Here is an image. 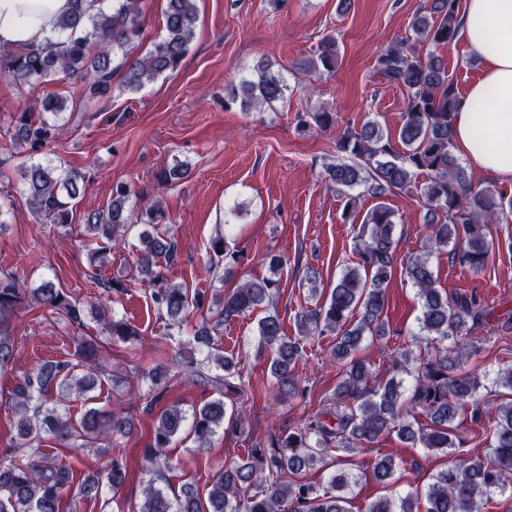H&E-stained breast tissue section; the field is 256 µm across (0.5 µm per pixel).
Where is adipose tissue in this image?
<instances>
[{
    "instance_id": "adipose-tissue-1",
    "label": "adipose tissue",
    "mask_w": 512,
    "mask_h": 512,
    "mask_svg": "<svg viewBox=\"0 0 512 512\" xmlns=\"http://www.w3.org/2000/svg\"><path fill=\"white\" fill-rule=\"evenodd\" d=\"M70 8L71 0H0V50L43 47ZM459 35L484 71L459 98L455 150L473 170L512 181V0H465Z\"/></svg>"
}]
</instances>
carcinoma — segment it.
<instances>
[{
  "label": "carcinoma",
  "instance_id": "1",
  "mask_svg": "<svg viewBox=\"0 0 512 512\" xmlns=\"http://www.w3.org/2000/svg\"><path fill=\"white\" fill-rule=\"evenodd\" d=\"M87 0H73L70 12L60 17L56 37L37 50L0 53V79L21 85L33 80L54 83L75 79L81 83L85 104L112 97L113 76L124 70L121 86L138 91L146 83L177 71L195 37L196 13L193 0H167L165 35L143 56L116 54L138 40L144 26L143 0H115L112 9L90 12ZM459 0H431L427 12L416 14L410 24L413 42L390 47L375 60L374 73L383 81L406 92V107L398 133L383 132L367 121L347 130L336 142L340 159L327 169L328 183L345 198L346 208L355 210L358 200L370 196L380 200L364 216L357 234L356 266L346 268L330 288L323 303L300 309L295 315L298 334L283 332L276 301L280 295V271L287 260L268 257L270 275L253 278L224 295L215 320H201L192 339L202 359L185 357L171 369L167 365L145 368L134 364L138 378L150 383L149 393L138 391L128 398L129 407L143 401L151 409L166 392L175 376L199 378L216 388L219 397L193 410L191 416L177 406L163 409L158 417L145 458L157 479L169 469L165 448L191 420L196 448L206 449L216 431L225 425L242 426L236 400L247 394L237 361L219 349L221 326L258 309L260 342L271 350L270 374L282 391L297 388L296 364L304 344L314 336H332L331 356L341 365L342 377L329 407L310 417L295 430H282L265 444H257L247 456L224 466L209 489L200 492L183 485L169 497L163 489L149 484L143 504L132 512H351L352 486L358 477L348 471L332 473L328 486L319 489L299 479L304 472L327 464L332 452L352 453L361 445L375 443L394 433L409 447H421L453 456L451 464L431 477L423 492L382 496L367 505L366 512H482L484 503L495 495L512 498V398L497 406V418L490 433V453L468 455L460 448L466 438L460 419L480 414L486 388L479 375L460 371L461 365L477 352L468 341L486 309L473 297L448 299L437 286L431 256L447 247L453 257L474 271L485 268L492 252L489 225L512 217V196L495 187L473 181L454 153L452 124L458 93L435 49L456 37ZM338 52L332 38L322 40L303 69L320 73L336 68ZM289 86L269 65L257 66L256 77L243 78L232 89V100L248 108L252 104L271 105L287 98ZM67 99L48 93L30 106L42 115L34 121L19 118L13 139L38 151L62 134L60 117ZM425 180H418V176ZM27 202L35 216L66 231L71 229L75 200L80 195V175L57 172L49 165L31 164L22 174ZM397 191L420 196L428 212V230L422 253L407 260L405 273L420 300L418 335L425 337V350H408L392 363L393 374L378 380L359 357L367 339L387 335L383 311L386 288L396 267L392 232L394 211L381 199ZM132 194L126 182L112 188L107 209L85 217L84 232L103 246L92 255L104 254L131 224ZM140 223V254L136 270L139 278L153 285L152 301L165 316L166 336L182 337L190 314L201 310L203 296L182 285L168 282L164 266L178 253L177 241L159 232L165 212L157 204L145 208ZM211 268L232 267L241 261L240 251L230 246L224 235L209 243ZM50 308L69 324L82 327L86 305L51 280L26 291L11 274L0 275V368L13 358L7 332V318L27 301ZM90 314L98 317L112 341L132 342L138 328L102 304ZM453 350H448L447 341ZM108 349L86 340L80 359L74 364L57 360L42 365L24 377L13 395L23 407L16 423L17 440L0 448V512H61L64 490L74 479L70 469L45 453L41 443L59 437L73 448L94 447L104 436L121 433L127 421L90 408L75 419L68 402L73 387L90 390L115 384L118 377L103 369ZM219 372H211L210 365ZM411 378L404 386V377ZM55 388L57 397L47 396ZM425 417L422 423L419 417ZM400 469L397 458L377 456L371 478L388 487ZM103 476L114 490L127 476L126 468L114 460Z\"/></svg>",
  "mask_w": 512,
  "mask_h": 512
}]
</instances>
